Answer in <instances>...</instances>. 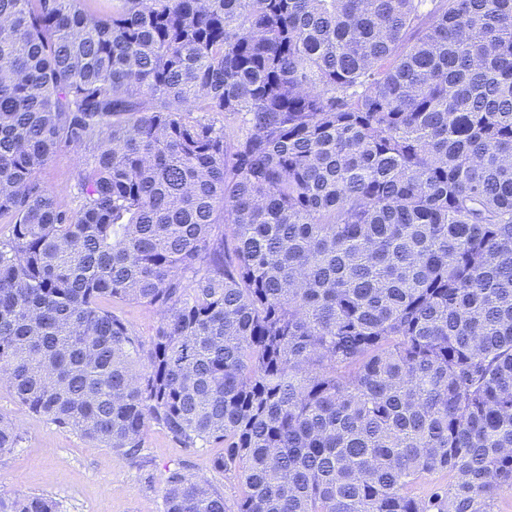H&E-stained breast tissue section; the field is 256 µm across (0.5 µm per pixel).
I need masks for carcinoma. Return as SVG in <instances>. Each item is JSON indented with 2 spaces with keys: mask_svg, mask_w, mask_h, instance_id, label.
<instances>
[{
  "mask_svg": "<svg viewBox=\"0 0 512 512\" xmlns=\"http://www.w3.org/2000/svg\"><path fill=\"white\" fill-rule=\"evenodd\" d=\"M0 20V376L22 405L133 461L150 424L221 445L237 512H496L512 0H0ZM64 145L92 148L73 214L39 180ZM20 441L0 415V453ZM165 499L227 512L182 467ZM112 307L119 311L141 336L148 337L153 334L158 317L152 309L131 302L113 303Z\"/></svg>",
  "mask_w": 512,
  "mask_h": 512,
  "instance_id": "obj_1",
  "label": "carcinoma"
}]
</instances>
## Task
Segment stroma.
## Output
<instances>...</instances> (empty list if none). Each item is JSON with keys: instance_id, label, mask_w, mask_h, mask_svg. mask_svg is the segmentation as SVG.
<instances>
[{"instance_id": "1", "label": "stroma", "mask_w": 512, "mask_h": 512, "mask_svg": "<svg viewBox=\"0 0 512 512\" xmlns=\"http://www.w3.org/2000/svg\"><path fill=\"white\" fill-rule=\"evenodd\" d=\"M87 155L84 147H62L40 175L64 205L73 203L72 176ZM0 414L18 421L22 432L18 446L0 454L2 497L44 493L59 502L61 512H166L169 471L185 464L223 493L229 512L237 510L238 469L211 467L220 446L184 448L151 425L143 436L144 461L138 464L29 412L1 382Z\"/></svg>"}]
</instances>
